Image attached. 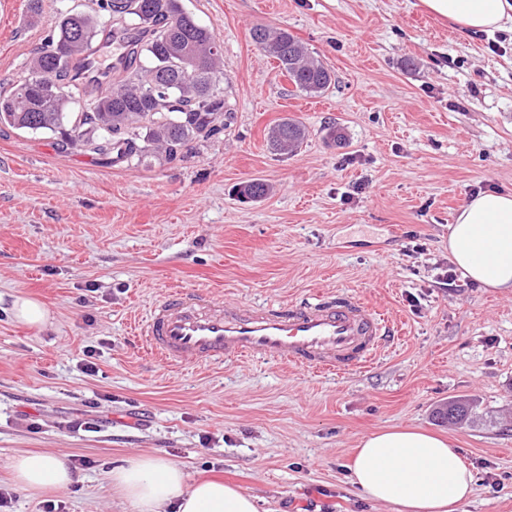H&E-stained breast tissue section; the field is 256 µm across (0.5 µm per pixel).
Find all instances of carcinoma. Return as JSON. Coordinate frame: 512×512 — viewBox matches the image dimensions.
Returning <instances> with one entry per match:
<instances>
[{"instance_id":"obj_1","label":"carcinoma","mask_w":512,"mask_h":512,"mask_svg":"<svg viewBox=\"0 0 512 512\" xmlns=\"http://www.w3.org/2000/svg\"><path fill=\"white\" fill-rule=\"evenodd\" d=\"M93 13L59 17L53 38L29 62V74L7 93L0 92V125L58 136L61 149L97 155L112 165L133 157L177 159L194 140L224 131L232 118L224 98L223 52L213 30L187 14L181 0H97ZM130 33L132 49L112 69V88L98 92L75 79L76 65L92 51L105 27ZM256 46L276 61L281 75L304 95H318L335 81L333 73L284 29L257 25ZM78 105L79 111L69 107ZM308 135L298 120L286 118L267 133L283 153L298 149ZM238 195L260 201L272 187L245 181ZM473 399L450 400L436 408L444 423H474Z\"/></svg>"}]
</instances>
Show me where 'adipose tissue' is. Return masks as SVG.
Returning <instances> with one entry per match:
<instances>
[{"label": "adipose tissue", "mask_w": 512, "mask_h": 512, "mask_svg": "<svg viewBox=\"0 0 512 512\" xmlns=\"http://www.w3.org/2000/svg\"><path fill=\"white\" fill-rule=\"evenodd\" d=\"M436 18L466 34H512V0H421ZM448 256L482 288H512V192L489 191L462 204L449 227ZM361 499L393 512H456L475 477L461 449L422 429L393 427L360 438L348 466ZM133 512H259L258 498L218 479L188 482L180 464L135 455L109 474ZM12 480L31 496L69 488L76 480L65 457L26 452L12 462Z\"/></svg>", "instance_id": "ef3b65f1"}]
</instances>
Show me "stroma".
<instances>
[{"instance_id": "stroma-1", "label": "stroma", "mask_w": 512, "mask_h": 512, "mask_svg": "<svg viewBox=\"0 0 512 512\" xmlns=\"http://www.w3.org/2000/svg\"><path fill=\"white\" fill-rule=\"evenodd\" d=\"M224 51V133L171 163L110 166L53 134L0 126V490L8 512H132L108 474L150 453L219 478L262 512H392L356 496L361 435L394 425L448 436L475 474L459 512H512V291L445 287L448 226L484 191H512V39L466 35L420 0H181ZM94 0H0V91L23 80L58 14ZM287 29L330 68L290 91L251 38ZM309 131L293 154L265 140ZM335 127L337 141L327 137ZM271 185L257 202L236 189ZM247 306L349 295L391 335L369 366L300 373L271 361L168 367L132 327L170 287ZM54 319L15 321L13 296ZM94 371H86L85 359ZM473 399L485 421L433 412ZM22 451L66 456L77 479L33 497L8 479ZM307 135V128L300 121L286 118L269 128L267 138L273 149L290 153L298 149Z\"/></svg>"}]
</instances>
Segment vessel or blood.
Wrapping results in <instances>:
<instances>
[{
    "label": "vessel or blood",
    "mask_w": 512,
    "mask_h": 512,
    "mask_svg": "<svg viewBox=\"0 0 512 512\" xmlns=\"http://www.w3.org/2000/svg\"><path fill=\"white\" fill-rule=\"evenodd\" d=\"M128 50L127 37L104 32L77 78L108 90L107 76ZM387 329L376 306L355 298L253 307L180 288L167 291L134 327L148 353L167 366L263 359L297 371L328 373L371 364Z\"/></svg>",
    "instance_id": "1"
}]
</instances>
